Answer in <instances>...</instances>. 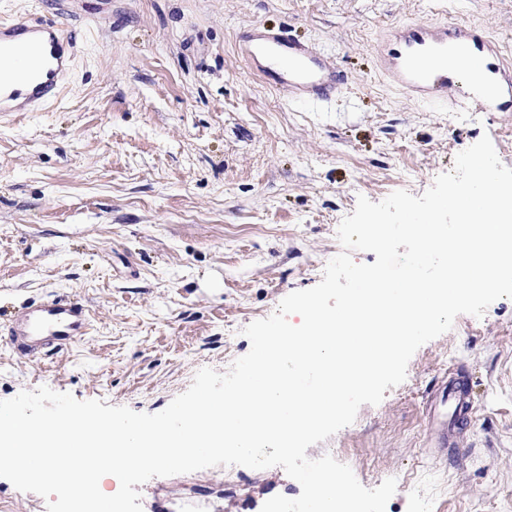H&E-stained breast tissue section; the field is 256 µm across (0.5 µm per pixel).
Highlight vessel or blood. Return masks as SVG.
Masks as SVG:
<instances>
[{
  "label": "vessel or blood",
  "instance_id": "1",
  "mask_svg": "<svg viewBox=\"0 0 512 512\" xmlns=\"http://www.w3.org/2000/svg\"><path fill=\"white\" fill-rule=\"evenodd\" d=\"M64 42L53 22L0 24V112L27 111L55 93L65 69ZM238 48L252 71L292 101H323L344 84L331 55L286 30L248 27L238 34ZM375 55L378 65L413 99H460L490 112L512 110V68L498 63L483 27L398 24L382 35ZM89 326L87 308L69 299L0 311V334L12 347L32 355L68 349L87 335ZM444 396L452 400L457 419L470 418L473 402L463 382L451 384Z\"/></svg>",
  "mask_w": 512,
  "mask_h": 512
}]
</instances>
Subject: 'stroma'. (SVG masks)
<instances>
[{
  "mask_svg": "<svg viewBox=\"0 0 512 512\" xmlns=\"http://www.w3.org/2000/svg\"><path fill=\"white\" fill-rule=\"evenodd\" d=\"M31 17L76 47L53 96L0 112V310L76 297L91 327L36 356L0 335V400L45 385L160 412L322 280L358 196H421L485 135L512 168V112L414 102L373 62L388 27L447 20L486 27L512 63V0H0V20ZM252 25L333 54L346 88L289 101L240 55ZM453 377L475 411L457 447L436 448L428 404ZM337 449L363 486L396 479L385 512H512V299L457 316L402 384L306 454ZM138 491L142 512H182L188 496L261 512L301 486L279 467L219 466Z\"/></svg>",
  "mask_w": 512,
  "mask_h": 512,
  "instance_id": "stroma-1",
  "label": "stroma"
}]
</instances>
